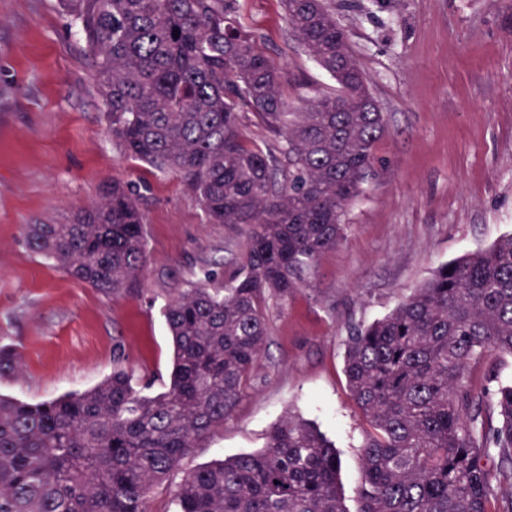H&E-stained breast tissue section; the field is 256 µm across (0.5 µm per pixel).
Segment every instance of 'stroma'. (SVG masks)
I'll list each match as a JSON object with an SVG mask.
<instances>
[{"mask_svg": "<svg viewBox=\"0 0 512 512\" xmlns=\"http://www.w3.org/2000/svg\"><path fill=\"white\" fill-rule=\"evenodd\" d=\"M389 132L344 241L311 288L268 309V349L223 430L201 441L151 493L173 512L183 477L262 449L294 416L336 446L348 512L359 508L370 426L344 373L351 329L382 318L443 264L512 233V0H331ZM236 19L287 75L291 102L334 79L295 40L282 0H236ZM134 183L146 217L139 293L112 298L34 254L24 225L64 221L102 183ZM241 224L209 223L174 174L130 159L109 132L80 25L61 0H0V344L23 360L0 394L38 403L82 392L112 371L114 351L151 392L163 390L172 342L163 309L212 271L231 274ZM476 394L512 382V356L468 372Z\"/></svg>", "mask_w": 512, "mask_h": 512, "instance_id": "1", "label": "stroma"}]
</instances>
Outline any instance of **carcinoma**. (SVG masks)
<instances>
[{"instance_id":"cac0c4a2","label":"carcinoma","mask_w":512,"mask_h":512,"mask_svg":"<svg viewBox=\"0 0 512 512\" xmlns=\"http://www.w3.org/2000/svg\"><path fill=\"white\" fill-rule=\"evenodd\" d=\"M81 23L124 153L180 176L212 224H244L238 267L164 308L173 366L151 394L115 352L96 386L31 404L0 395V512H146L198 442L224 428L268 343L267 310L311 284L346 235L387 119L328 0H284L305 52L337 89L290 111L284 74L232 20L234 0H62ZM179 32L174 37L173 32ZM280 142L247 143L241 109ZM145 215L129 186L60 224H26L28 248L112 297L138 290ZM512 355V235L434 276L354 329L344 371L371 431L359 512H512V385L485 406L466 381ZM22 359L0 345V375ZM336 448L287 418L264 448L188 473L174 512H348ZM498 509L491 510V505Z\"/></svg>"}]
</instances>
